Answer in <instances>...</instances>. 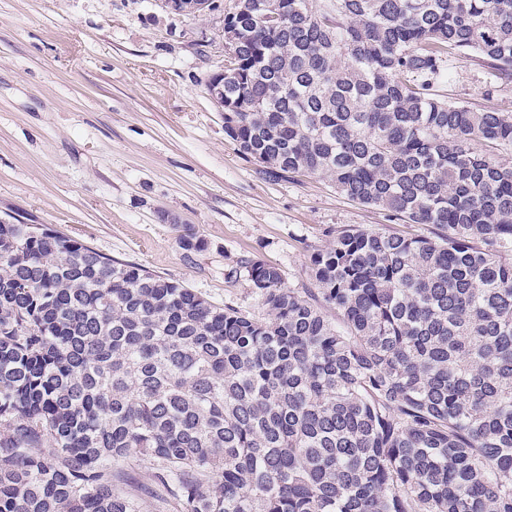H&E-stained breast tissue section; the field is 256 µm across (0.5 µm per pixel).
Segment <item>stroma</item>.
<instances>
[{
	"mask_svg": "<svg viewBox=\"0 0 512 512\" xmlns=\"http://www.w3.org/2000/svg\"><path fill=\"white\" fill-rule=\"evenodd\" d=\"M218 0L197 18L161 0H0V221L41 224L260 317L241 259L310 285L332 229L433 236L318 175L268 181L224 132L206 89L224 61ZM435 89L512 113V81L459 54ZM205 243L187 252L185 233Z\"/></svg>",
	"mask_w": 512,
	"mask_h": 512,
	"instance_id": "35a3bbf8",
	"label": "stroma"
}]
</instances>
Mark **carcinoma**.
I'll list each match as a JSON object with an SVG mask.
<instances>
[{"mask_svg": "<svg viewBox=\"0 0 512 512\" xmlns=\"http://www.w3.org/2000/svg\"><path fill=\"white\" fill-rule=\"evenodd\" d=\"M224 132L437 237L355 226L263 317L41 224H0V512H512V0H239ZM153 463L135 492L116 466ZM435 90L451 101L512 113V81L495 78L472 54H458L451 62L449 76L438 79Z\"/></svg>", "mask_w": 512, "mask_h": 512, "instance_id": "carcinoma-1", "label": "carcinoma"}]
</instances>
